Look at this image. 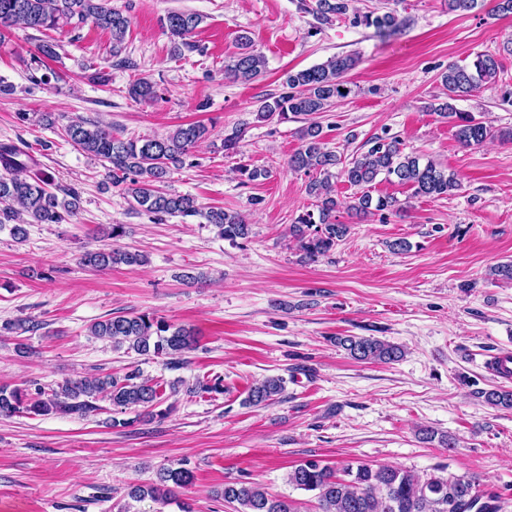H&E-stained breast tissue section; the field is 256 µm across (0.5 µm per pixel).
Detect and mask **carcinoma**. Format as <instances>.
Returning <instances> with one entry per match:
<instances>
[{
  "mask_svg": "<svg viewBox=\"0 0 512 512\" xmlns=\"http://www.w3.org/2000/svg\"><path fill=\"white\" fill-rule=\"evenodd\" d=\"M111 0H0V32L20 24L39 32L77 28L87 21L112 35L115 66L126 68L131 62L120 57L130 17L110 5ZM352 0H298L299 9L314 17L318 24L335 19H350L355 26L374 28L383 38H391L404 25L396 10L382 14L375 11H350ZM203 17L194 12L172 11L161 20L173 38V51L192 47L187 42L202 24ZM238 52L224 64V78L234 82H252L263 75L265 59L246 35L239 36ZM512 56V39L496 53H481L469 63H450L441 74L445 98L431 105L433 114L453 123L457 140L466 147L479 146L497 138L512 141V129H498L489 121L469 112L457 111L454 102L497 85L502 70L501 57ZM360 62L357 53L331 57L327 62L296 72H288L283 81L285 91L265 99L258 118L286 119L288 115L310 116L328 112L349 95L347 74ZM134 99H152L154 85L145 79L132 82L128 90ZM65 136L83 152L104 163L112 186L129 201L130 209L145 214L155 223L169 217H200L218 228L224 239L235 243L246 240L251 226L235 212L222 208L204 209L194 197L166 189L173 171L183 167L195 145L206 138L209 129L200 123L178 126L163 136L122 139L112 129L95 122L71 121L64 127ZM299 149L290 157L288 167L309 176L305 190L315 199L316 211L300 214L289 225L288 233L296 241L302 259L315 262L326 257L349 232V226L336 218L340 202L336 198V179L356 188L347 211L368 216L378 213L399 214L405 203L391 195L373 197L371 189L379 176L396 180L412 189L415 197L441 198L460 189L458 175L433 159L417 153L403 152L397 137H375L366 152L352 158L328 149L323 128L310 122L298 130ZM36 166L25 147L0 144V224L11 225L13 239L22 243L31 224H67L77 216L80 196L73 189L52 186V177L44 172L30 176ZM64 198H59L57 191ZM146 256L140 252L115 248L87 250L81 263L93 270L118 265L141 266ZM90 335L112 343L115 350L135 352L140 356L169 358L177 366L180 357L191 349L193 332L175 326L150 313L116 315L92 323ZM336 344L357 361L392 363L401 360L402 347L372 336H338ZM184 381L164 384L140 379L133 370L118 379L85 376L66 380L50 390L34 383V390L0 387V416L17 414L74 415L84 417L97 410L94 401L105 396L116 409L140 407L153 414L163 402L165 389L175 393ZM284 391L281 377H268L249 390L246 403L262 406ZM483 402L497 409L512 410V390L493 388L479 391ZM193 473L185 467H167L159 471L157 482L136 486L128 496L136 501L147 498L160 503L176 502L177 490L192 484ZM288 484L314 494L319 512H502L500 497L482 487L474 477L450 474L419 475L393 465L376 468L359 462L342 473L316 460H307L288 473ZM224 502L235 505V512H300L298 503L288 497L271 496L251 482L224 485Z\"/></svg>",
  "mask_w": 512,
  "mask_h": 512,
  "instance_id": "cac0c4a2",
  "label": "carcinoma"
}]
</instances>
